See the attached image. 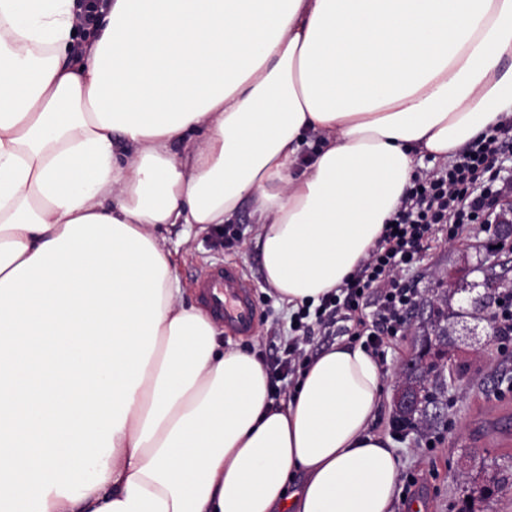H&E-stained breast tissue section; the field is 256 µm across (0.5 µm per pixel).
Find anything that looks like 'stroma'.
<instances>
[{"label":"stroma","mask_w":512,"mask_h":512,"mask_svg":"<svg viewBox=\"0 0 512 512\" xmlns=\"http://www.w3.org/2000/svg\"><path fill=\"white\" fill-rule=\"evenodd\" d=\"M251 211L246 205L238 213L234 227L240 240L232 247L220 246L211 232L186 237L176 230L165 234L164 244L176 258L175 274L185 303H196V275L206 264L221 261L236 266L250 280L259 321L251 335H236L232 341L265 359L276 352L274 330L288 331L290 318L265 283L260 254L250 239ZM488 238L487 232L475 227L455 243H439L425 252L413 273L420 299L447 302L448 349L469 366L448 390L447 411L412 429L401 431L394 425L393 389L404 363L422 341L426 310L415 309L404 335L375 353L385 386L371 428L389 439L399 460L391 512H408L406 504L413 498L423 503L424 512H512V446H502L487 432L493 422L512 420V392L501 390L503 378H512V356L499 352L498 337L489 333L491 308L473 311L466 294L448 297L438 286L448 270L472 268L484 260ZM494 478L499 484L488 495L469 499L470 487Z\"/></svg>","instance_id":"obj_1"}]
</instances>
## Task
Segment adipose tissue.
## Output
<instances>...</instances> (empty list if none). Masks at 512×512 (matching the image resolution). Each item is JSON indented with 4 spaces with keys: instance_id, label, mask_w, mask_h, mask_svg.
<instances>
[{
    "instance_id": "1",
    "label": "adipose tissue",
    "mask_w": 512,
    "mask_h": 512,
    "mask_svg": "<svg viewBox=\"0 0 512 512\" xmlns=\"http://www.w3.org/2000/svg\"><path fill=\"white\" fill-rule=\"evenodd\" d=\"M0 0V512H390L377 360L277 401L185 304L163 230L251 203L289 310L380 239L415 162L512 118V0Z\"/></svg>"
}]
</instances>
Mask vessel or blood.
Segmentation results:
<instances>
[{
	"label": "vessel or blood",
	"mask_w": 512,
	"mask_h": 512,
	"mask_svg": "<svg viewBox=\"0 0 512 512\" xmlns=\"http://www.w3.org/2000/svg\"><path fill=\"white\" fill-rule=\"evenodd\" d=\"M197 292L201 305L225 331L252 332L257 310L251 286L239 269L221 263L207 265L197 281Z\"/></svg>",
	"instance_id": "obj_1"
}]
</instances>
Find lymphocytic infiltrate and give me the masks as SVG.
<instances>
[{
  "mask_svg": "<svg viewBox=\"0 0 512 512\" xmlns=\"http://www.w3.org/2000/svg\"><path fill=\"white\" fill-rule=\"evenodd\" d=\"M510 151L512 121L473 139L439 171L415 172L377 245L317 306L292 313L290 334L267 364L271 382L296 375L309 359L305 347L311 337L329 333L336 322H353L354 335L372 349L403 335L406 315L419 297L411 271L432 243L456 240L467 226L490 223L504 185L503 158ZM370 299L375 310L368 323L357 313Z\"/></svg>",
  "mask_w": 512,
  "mask_h": 512,
  "instance_id": "obj_1",
  "label": "lymphocytic infiltrate"
}]
</instances>
